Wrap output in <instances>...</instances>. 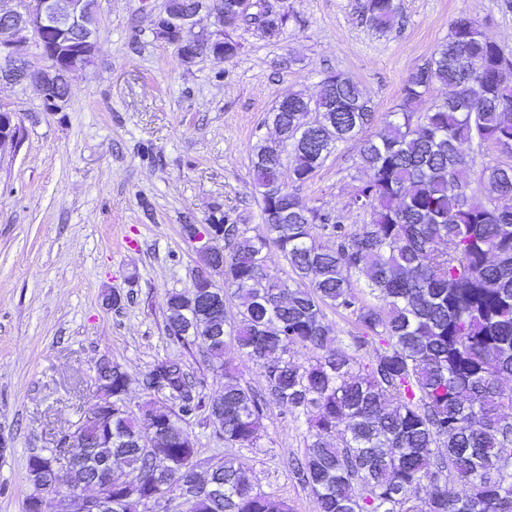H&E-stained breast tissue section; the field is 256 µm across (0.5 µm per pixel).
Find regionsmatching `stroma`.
<instances>
[{
	"mask_svg": "<svg viewBox=\"0 0 512 512\" xmlns=\"http://www.w3.org/2000/svg\"><path fill=\"white\" fill-rule=\"evenodd\" d=\"M286 13L267 36L240 24L230 61L181 62L157 38L164 0H97L98 49L70 79L62 110L46 111L29 85L0 86L17 113V149L0 151V512H24L35 452L96 400L101 358L132 380L128 407L145 400L137 380L170 358L219 390L195 349L165 334L170 292L187 290L197 256L188 224L219 219L263 231L250 147L270 135L280 95H313L322 75L341 71L365 90L379 116L460 15L476 20L512 57V7L505 0H399L398 22L379 35L362 16L365 0H266ZM283 181L310 206L346 225L367 214L351 199L365 174L354 144H341L314 177ZM254 448H225L204 417L187 425L198 472L236 458L255 489L315 512L309 489L288 474L305 427L270 404Z\"/></svg>",
	"mask_w": 512,
	"mask_h": 512,
	"instance_id": "stroma-1",
	"label": "stroma"
}]
</instances>
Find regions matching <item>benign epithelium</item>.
Listing matches in <instances>:
<instances>
[{
	"mask_svg": "<svg viewBox=\"0 0 512 512\" xmlns=\"http://www.w3.org/2000/svg\"><path fill=\"white\" fill-rule=\"evenodd\" d=\"M10 7H0V83L15 85L33 84L41 92L44 107L57 111L66 98L55 94L53 84L68 82L69 76L78 70L77 60L95 53L100 36L95 3L92 0H0ZM214 17L215 30L195 31L196 17L200 9L192 11L171 6L163 10L156 22V35L167 38L173 34L187 37L177 44L180 58L189 61L192 55L188 46L205 41L216 46L211 53L215 58H224V0H207L203 5ZM31 42L38 55L50 61L63 57L70 65L62 70L54 66L36 67L19 53L20 47ZM19 132L10 105L0 101V151L17 147ZM188 234L200 262L192 279L190 298L195 291L204 289L203 296L217 303L224 297V283L216 277L224 275V250L213 246L217 236L202 224L188 225ZM112 411V403H98L90 408L57 440L58 448H81L77 456L64 453L63 463L80 462L94 470L99 478L94 493L76 492L69 497L57 499V512H110L112 509L111 475L115 474L114 461L99 456L87 448L86 433L93 431L95 441H112V427H103L102 416Z\"/></svg>",
	"mask_w": 512,
	"mask_h": 512,
	"instance_id": "obj_1",
	"label": "benign epithelium"
}]
</instances>
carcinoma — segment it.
I'll list each match as a JSON object with an SVG mask.
<instances>
[{"mask_svg":"<svg viewBox=\"0 0 512 512\" xmlns=\"http://www.w3.org/2000/svg\"><path fill=\"white\" fill-rule=\"evenodd\" d=\"M366 20L387 33L397 0H367ZM273 37L287 16L264 7L243 17ZM454 95L428 102L432 88ZM320 112L308 125L306 114ZM272 123L288 130L293 180L304 183L343 143L357 148L368 178L351 205L365 224L326 222L282 185L276 145L251 146L253 185L264 234L245 224H210L223 233L224 293L239 301L238 320L224 306H190L171 292L165 331L197 347L203 362L224 372L211 396L184 365L168 358L147 370L155 389L127 407L128 374L95 375L112 391V456L141 473L136 496L112 492V512H144L156 474L170 494L188 495L196 465L188 420L206 414L230 448H255L264 412L287 406L305 426L306 448L291 475L310 489L316 512H512V59L467 16L422 66L410 73L383 131L368 135L376 112L357 81L328 72L317 98L295 94L276 105ZM492 148L502 159H478ZM484 190L474 203L472 183ZM275 248L289 274L267 263ZM367 277L368 304L352 276ZM348 311L356 331L337 350L324 308ZM224 327L209 338L205 329ZM232 340L258 365L265 384H241L224 366ZM370 348L364 363L360 352ZM345 426L333 443L338 426ZM156 439L149 451L144 441ZM57 461L46 448L31 455L27 479L39 498L58 490ZM214 491L187 501V512H292L284 500L254 490L232 459L209 472Z\"/></svg>","mask_w":512,"mask_h":512,"instance_id":"cac0c4a2","label":"carcinoma"}]
</instances>
